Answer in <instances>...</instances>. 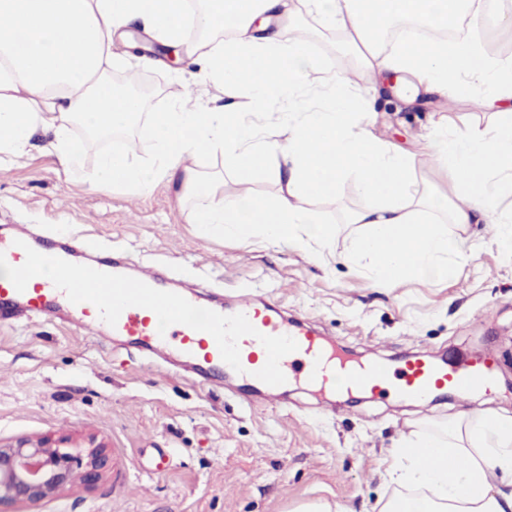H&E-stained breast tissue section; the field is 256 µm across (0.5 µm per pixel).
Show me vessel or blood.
Masks as SVG:
<instances>
[{
  "label": "vessel or blood",
  "instance_id": "vessel-or-blood-1",
  "mask_svg": "<svg viewBox=\"0 0 512 512\" xmlns=\"http://www.w3.org/2000/svg\"><path fill=\"white\" fill-rule=\"evenodd\" d=\"M46 251L62 275H36L35 263ZM31 318L62 319L93 336L106 330L151 358L175 353L202 370L229 369L247 401L256 388L275 392L296 380L330 397L368 392L408 400L445 390L461 397L487 394L494 383L488 358L463 366L416 358L397 369L379 361L354 363L331 337L288 323L257 295L204 306L160 288L150 271L130 277L112 262L78 265L65 246L48 238L38 245L25 236L0 238V325Z\"/></svg>",
  "mask_w": 512,
  "mask_h": 512
}]
</instances>
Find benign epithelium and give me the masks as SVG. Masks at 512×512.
Masks as SVG:
<instances>
[{
  "instance_id": "1",
  "label": "benign epithelium",
  "mask_w": 512,
  "mask_h": 512,
  "mask_svg": "<svg viewBox=\"0 0 512 512\" xmlns=\"http://www.w3.org/2000/svg\"><path fill=\"white\" fill-rule=\"evenodd\" d=\"M109 463L107 446L68 438L0 444V505L23 504L28 512L60 491L98 481Z\"/></svg>"
}]
</instances>
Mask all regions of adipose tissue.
Here are the masks:
<instances>
[{"mask_svg":"<svg viewBox=\"0 0 512 512\" xmlns=\"http://www.w3.org/2000/svg\"><path fill=\"white\" fill-rule=\"evenodd\" d=\"M185 4L0 0V164L27 154L40 134L45 151L81 181L136 192L165 182L194 201L189 223L318 255L331 249L335 232L308 202L349 180L367 204L346 217L361 230L344 260L384 288L440 280L449 262L472 258V243L449 233L452 224L492 225L495 241L512 250V211L500 207L512 194V55L443 35L487 14L511 30L512 0H298L294 7L288 0H198L192 15ZM304 13L345 32L347 47L373 78V93L387 75L403 73L413 91L449 93L489 113L487 123L465 132L441 123L429 136L426 156L445 173L447 192L417 189L416 156L376 138L355 84L329 57L314 55L306 38L292 36V22ZM403 19L438 31V38L382 50L378 33ZM192 22L203 34L193 44L186 39ZM133 23L182 49L206 81L224 90L226 103L177 100L149 113L142 99L104 81L103 72L122 63L113 35ZM87 31L95 39L83 40ZM274 105L281 112L273 127L251 122ZM77 125L94 135L140 128L153 152L145 160L107 151L86 168L71 135ZM217 154L224 158L219 176L186 163ZM228 174L242 184L270 179L279 191L228 198L220 192ZM421 452L432 456L431 466L417 462ZM395 455L391 477L412 492L380 512H512V492L497 487L512 479V416L463 413Z\"/></svg>","mask_w":512,"mask_h":512,"instance_id":"1","label":"adipose tissue"}]
</instances>
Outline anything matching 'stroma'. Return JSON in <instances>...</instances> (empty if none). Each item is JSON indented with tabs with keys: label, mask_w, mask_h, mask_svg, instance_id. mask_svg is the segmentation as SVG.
Here are the masks:
<instances>
[{
	"label": "stroma",
	"mask_w": 512,
	"mask_h": 512,
	"mask_svg": "<svg viewBox=\"0 0 512 512\" xmlns=\"http://www.w3.org/2000/svg\"><path fill=\"white\" fill-rule=\"evenodd\" d=\"M299 26L314 54L329 56L337 71L370 89L340 30L322 29L309 16ZM117 49L162 60V67L138 71L157 87L148 111L219 94L208 84L189 85L188 66L166 65L165 46L141 29ZM375 108V136L416 154L418 183L442 191L448 182L425 155L435 122L444 117L462 131L487 119L475 102L439 95L408 103L389 93ZM363 204L349 182L311 201L335 228L334 254L318 262L188 223L186 205L163 183L140 194L82 184L37 146L0 166L1 228L75 240L89 263L111 252L131 274L156 269L168 286L201 302L243 291L262 295L326 329L355 361L396 368L416 353L464 364L491 358L495 384L483 407L512 415V252L494 244L490 225L452 224L449 232L479 245L470 261L433 284L381 288L341 258L359 230L344 217ZM143 359L119 340L91 339L60 322L0 326V442L94 437L109 450L103 481L63 491L40 512H292L318 500L335 512H374L400 491L387 478L393 448L463 411L450 391L420 402L344 397L330 411L322 395L298 383L251 406L239 398L232 375L202 387Z\"/></svg>",
	"instance_id": "35a3bbf8"
}]
</instances>
